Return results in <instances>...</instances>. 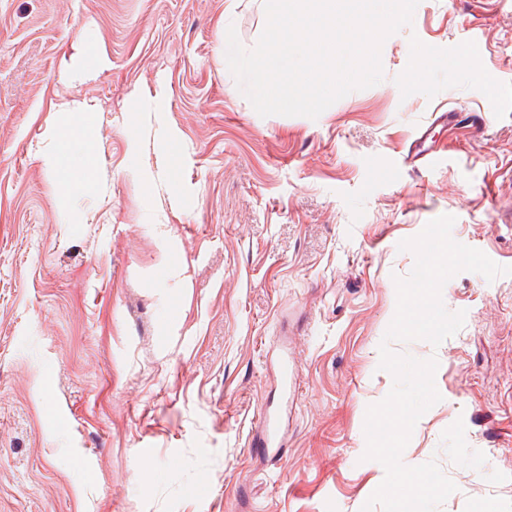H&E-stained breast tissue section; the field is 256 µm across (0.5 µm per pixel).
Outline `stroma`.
Segmentation results:
<instances>
[{"label": "stroma", "mask_w": 512, "mask_h": 512, "mask_svg": "<svg viewBox=\"0 0 512 512\" xmlns=\"http://www.w3.org/2000/svg\"><path fill=\"white\" fill-rule=\"evenodd\" d=\"M265 23L261 0H0V512H360L385 477L364 421L394 383L399 242L449 214L512 266V0H420L382 81L314 120L259 116L225 71L224 27L251 49ZM86 27L112 69L77 89L97 105L79 193L42 150ZM421 45L430 76L406 82ZM452 107L482 125H436ZM427 125L435 162L402 167ZM442 299L460 331L390 344L436 358L442 396L403 461L456 484L436 512H512V276L461 272ZM266 411L274 442L250 447Z\"/></svg>", "instance_id": "obj_1"}]
</instances>
